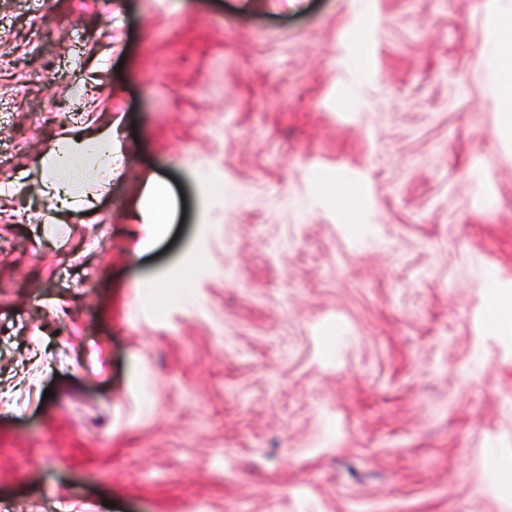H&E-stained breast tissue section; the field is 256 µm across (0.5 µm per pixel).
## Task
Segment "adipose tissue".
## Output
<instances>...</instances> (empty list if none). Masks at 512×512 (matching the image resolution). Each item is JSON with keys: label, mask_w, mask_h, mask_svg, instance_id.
<instances>
[{"label": "adipose tissue", "mask_w": 512, "mask_h": 512, "mask_svg": "<svg viewBox=\"0 0 512 512\" xmlns=\"http://www.w3.org/2000/svg\"><path fill=\"white\" fill-rule=\"evenodd\" d=\"M119 156L120 141L111 132L89 137L67 135L48 148L34 184L49 210L77 207L83 203L79 187L91 178L106 185L118 169Z\"/></svg>", "instance_id": "obj_1"}]
</instances>
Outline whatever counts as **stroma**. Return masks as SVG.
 <instances>
[{"mask_svg":"<svg viewBox=\"0 0 512 512\" xmlns=\"http://www.w3.org/2000/svg\"><path fill=\"white\" fill-rule=\"evenodd\" d=\"M496 4L0 0V512H512ZM50 146L40 161V175L33 180L45 197L48 212L83 204L75 191L95 176L102 191L118 170L120 141L112 129L89 137L63 136ZM93 167V172L89 168ZM109 177V178H108ZM144 196L150 202L144 223L149 226L168 223L170 194L167 186L154 176H149L145 182Z\"/></svg>","mask_w":512,"mask_h":512,"instance_id":"35a3bbf8","label":"stroma"}]
</instances>
